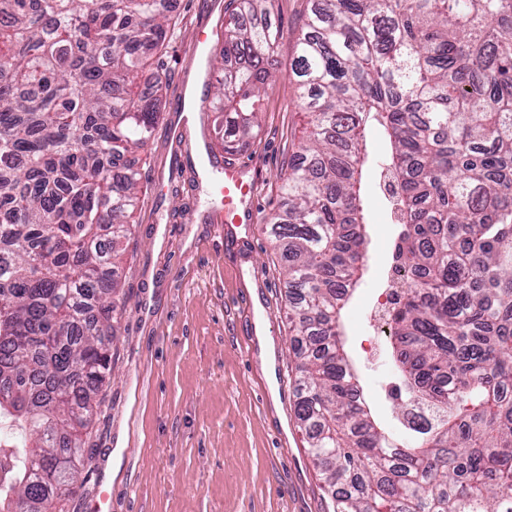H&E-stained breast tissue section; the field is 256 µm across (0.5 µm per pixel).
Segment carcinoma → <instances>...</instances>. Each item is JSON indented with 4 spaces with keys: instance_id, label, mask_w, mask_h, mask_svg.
Instances as JSON below:
<instances>
[{
    "instance_id": "carcinoma-1",
    "label": "carcinoma",
    "mask_w": 512,
    "mask_h": 512,
    "mask_svg": "<svg viewBox=\"0 0 512 512\" xmlns=\"http://www.w3.org/2000/svg\"><path fill=\"white\" fill-rule=\"evenodd\" d=\"M168 0H0V505L55 512L122 317L117 244L160 118L146 51ZM272 0H236L214 109L234 154L277 78ZM290 84L308 118L268 221L294 333L295 414L328 512H512V0H313ZM385 171L404 297L392 356L430 411L399 448L365 410L341 316L362 278L365 134Z\"/></svg>"
}]
</instances>
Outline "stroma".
Instances as JSON below:
<instances>
[{
	"instance_id": "35a3bbf8",
	"label": "stroma",
	"mask_w": 512,
	"mask_h": 512,
	"mask_svg": "<svg viewBox=\"0 0 512 512\" xmlns=\"http://www.w3.org/2000/svg\"><path fill=\"white\" fill-rule=\"evenodd\" d=\"M178 35L159 63L169 79L165 108L138 156L146 188L121 243L117 275L125 311L112 344V377L96 398L83 435L80 487L62 512H91L107 489L109 512H325L327 497L294 413L297 374L288 329L280 254L264 225L281 200L278 176L306 125L289 83L296 38L310 0H275L281 78L265 88L261 127L235 157L221 144L218 163L261 157L247 242L224 237L213 214L210 183L198 160L171 170L168 129L181 92L195 84L199 60L183 31L222 34L230 0H170ZM364 203L370 215L368 257L344 312L348 351L377 421L395 438L410 432L399 408L406 397L391 338L369 318L385 289L400 231L380 180L385 144L369 136ZM266 310L276 366L245 350L244 305Z\"/></svg>"
}]
</instances>
